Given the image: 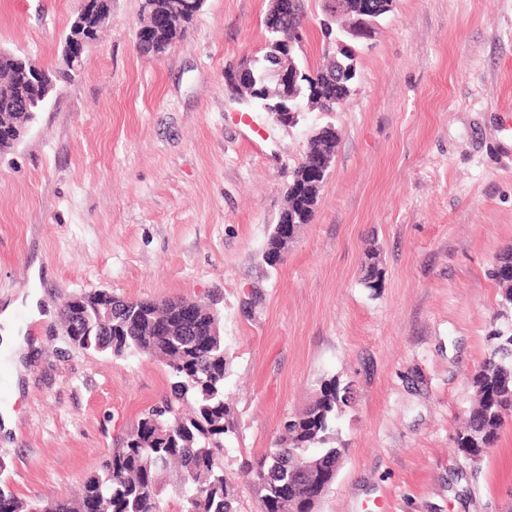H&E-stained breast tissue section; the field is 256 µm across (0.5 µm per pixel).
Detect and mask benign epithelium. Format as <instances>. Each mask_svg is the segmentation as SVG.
<instances>
[{"instance_id": "7a95c632", "label": "benign epithelium", "mask_w": 512, "mask_h": 512, "mask_svg": "<svg viewBox=\"0 0 512 512\" xmlns=\"http://www.w3.org/2000/svg\"><path fill=\"white\" fill-rule=\"evenodd\" d=\"M295 0H272L265 26L274 31L292 22L288 37H270L265 42V53L253 56L242 67L227 76V82L238 101L248 110L263 112L278 126L288 128L299 123L301 110L296 105L299 95L298 76L301 66L294 49L302 43L303 24L293 21ZM145 10L152 13L156 27L170 30L177 27V12L154 10L152 0H145ZM392 0H382L380 5L366 6L362 0H328V21L338 24L340 36L336 38V52L331 57L336 60L341 71L326 76L321 91L325 94L328 110L332 115L335 106L345 102L351 90L344 78L354 72L356 52L350 42L368 39L375 33L381 20V9H391ZM95 40V34L70 33L64 38L63 60L77 70L82 65L85 47ZM334 154L325 152L316 158L317 186H322L330 172Z\"/></svg>"}]
</instances>
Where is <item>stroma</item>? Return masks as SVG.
<instances>
[{"label":"stroma","instance_id":"1","mask_svg":"<svg viewBox=\"0 0 512 512\" xmlns=\"http://www.w3.org/2000/svg\"><path fill=\"white\" fill-rule=\"evenodd\" d=\"M301 5L297 54L313 70L328 50L325 2ZM79 7L0 0V50L54 63ZM269 9L203 0L183 37L143 55V0H112L80 71L0 155V310L16 305L30 336L19 393L0 362V408L16 416L0 481L26 500L74 493L170 391L157 358L70 344L66 300L217 294L233 420L224 476L239 512L258 507L243 463L334 376L354 400L316 512H512V420L479 459L455 443L500 299L488 271L512 244V0H394L355 46L341 110L288 129L244 113L226 85L263 54ZM329 120L339 140L313 217L268 266L294 169ZM371 249L384 271L374 290L361 284Z\"/></svg>","mask_w":512,"mask_h":512}]
</instances>
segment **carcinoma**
Masks as SVG:
<instances>
[{"instance_id":"1","label":"carcinoma","mask_w":512,"mask_h":512,"mask_svg":"<svg viewBox=\"0 0 512 512\" xmlns=\"http://www.w3.org/2000/svg\"><path fill=\"white\" fill-rule=\"evenodd\" d=\"M192 20L193 15L184 13L180 32L152 33L138 45L161 53L173 37L185 34ZM10 57L0 51V154L13 149L32 122L33 113L21 105H33L42 95L36 79L20 80ZM300 177L297 167L288 185L286 210L301 226L310 223L317 200L308 202L295 189ZM277 233L275 226L266 242L265 260L272 267L286 253ZM365 270L364 287H380L383 270L373 250ZM491 277L501 290V313L511 312L512 245L497 255ZM103 302L102 293L91 291L82 293L80 305L69 300L61 306L60 321L77 314L100 327L96 336L70 340L96 353H148L162 359L173 378L171 393L141 413L136 426L120 438L121 446L112 449L77 494L27 501L0 482V512H163L165 474L173 467L182 512H237L222 461L230 425L224 402L228 358L223 336L207 335V322L219 319V312L195 303L197 317L190 319L183 313L190 305L186 300L124 303L114 298L112 317L104 322ZM497 335L499 328L489 331L491 351L469 378L474 402L457 437V450L472 460L497 443L506 416L512 415V355L502 354ZM345 390L335 377L322 381L314 400L284 423L272 454L244 464L242 477L255 486L258 497L277 502L279 512H291V502L312 512L315 499L324 493L320 473L336 459L338 421L350 408Z\"/></svg>"}]
</instances>
